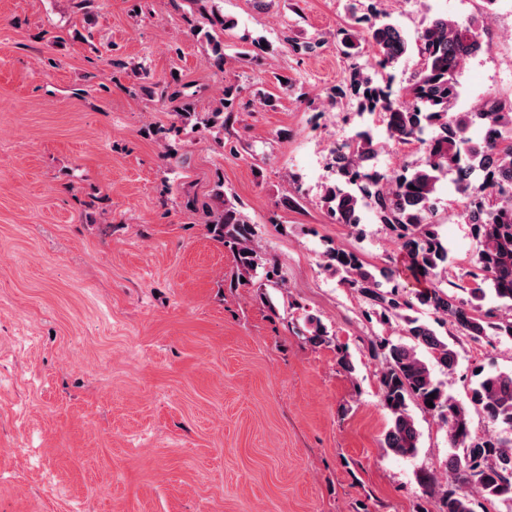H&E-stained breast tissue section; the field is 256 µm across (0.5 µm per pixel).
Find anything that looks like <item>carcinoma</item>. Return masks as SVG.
<instances>
[{
    "label": "carcinoma",
    "mask_w": 512,
    "mask_h": 512,
    "mask_svg": "<svg viewBox=\"0 0 512 512\" xmlns=\"http://www.w3.org/2000/svg\"><path fill=\"white\" fill-rule=\"evenodd\" d=\"M355 24L344 37L347 57L352 59L350 79L335 96L355 100L360 115L382 114L386 138L402 144L417 142L426 153L422 163L392 172L366 169L363 161L376 157L380 142L371 130H360L332 150L330 167L336 179L323 195L330 217L338 224L356 227L362 223L363 210L370 209L375 220L395 234L413 275L430 282L412 303L393 268L372 269L352 249L336 247L326 253L327 267L365 297L367 313L386 321L400 320L407 336L405 342L380 339L372 347L384 362L381 405L390 425L383 447L400 457L417 453L420 433L410 410L415 404L448 426L445 470L456 488L443 489L430 470L416 475L423 493L439 498L440 512H474L475 491L489 502H511L512 372L480 368L470 401L464 403L436 377L433 365L451 373L458 364L454 344L435 328L439 323L448 321L459 335L475 341L490 336L512 339V190L497 170L481 165L482 157L495 153L502 166L512 169V101L488 99L471 111H453L460 97L459 70L482 49L476 19L463 22L439 16L418 31L414 47L419 70L396 91L387 79L363 76L355 49L360 41L368 44L376 66L386 71L409 49L404 33L374 9L355 18ZM137 75L142 94L168 103L181 123L193 130L203 127L221 133L235 113L247 107L238 84L224 86L220 106L203 114L196 111L177 77L157 79L144 65ZM477 127L486 128L489 135L472 136ZM449 177L467 198L465 218L477 242L472 284L462 289L463 297L442 285L449 250L435 220L434 200ZM214 200L208 207L213 225L209 232L236 250L246 270L264 267L263 257L253 246L252 227L238 204L224 198V184L217 185ZM489 297L511 315L484 308ZM422 308L435 317V323L417 316ZM472 409L501 427L497 437L472 435Z\"/></svg>",
    "instance_id": "cac0c4a2"
}]
</instances>
